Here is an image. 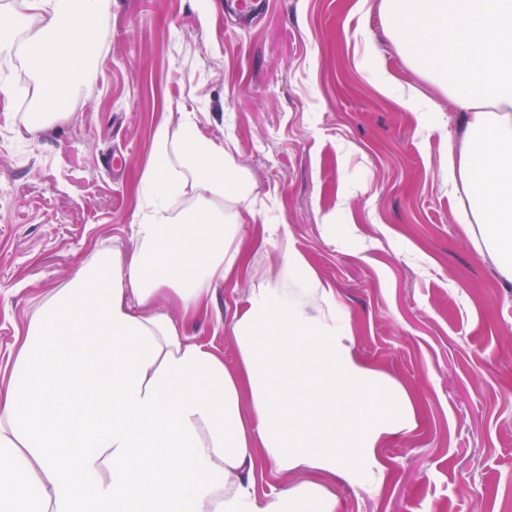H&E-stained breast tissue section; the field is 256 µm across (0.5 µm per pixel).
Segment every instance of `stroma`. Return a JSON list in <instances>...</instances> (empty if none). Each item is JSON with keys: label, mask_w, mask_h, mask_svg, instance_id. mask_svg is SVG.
I'll list each match as a JSON object with an SVG mask.
<instances>
[{"label": "stroma", "mask_w": 512, "mask_h": 512, "mask_svg": "<svg viewBox=\"0 0 512 512\" xmlns=\"http://www.w3.org/2000/svg\"><path fill=\"white\" fill-rule=\"evenodd\" d=\"M357 2L268 0L247 24L227 20L236 0H110L65 117L37 131L23 123L33 101L14 53L0 48L13 89L0 97V363L97 249H131L152 131L194 112L350 312L359 357L413 397L415 428L381 450L384 484L336 481L341 512H499L512 493V282L458 224L462 202L441 177L459 109L418 131L402 100L437 91ZM369 35L398 81L391 95L364 60ZM282 247L253 238L249 267L187 326L226 364L233 316Z\"/></svg>", "instance_id": "obj_1"}]
</instances>
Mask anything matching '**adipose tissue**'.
I'll return each instance as SVG.
<instances>
[{
    "mask_svg": "<svg viewBox=\"0 0 512 512\" xmlns=\"http://www.w3.org/2000/svg\"><path fill=\"white\" fill-rule=\"evenodd\" d=\"M105 4L0 7V38L20 41L34 78L28 129L72 99ZM379 12L464 111L442 179L512 281V0H380ZM151 155L131 250L97 251L38 305L0 386V512H340L327 478L384 482L379 449L414 426L408 393L361 360L333 288L289 247L234 316V364L189 336L185 321L248 266L241 230L257 200L196 113L160 121ZM258 450L284 479L270 495L255 491Z\"/></svg>",
    "mask_w": 512,
    "mask_h": 512,
    "instance_id": "obj_1",
    "label": "adipose tissue"
}]
</instances>
